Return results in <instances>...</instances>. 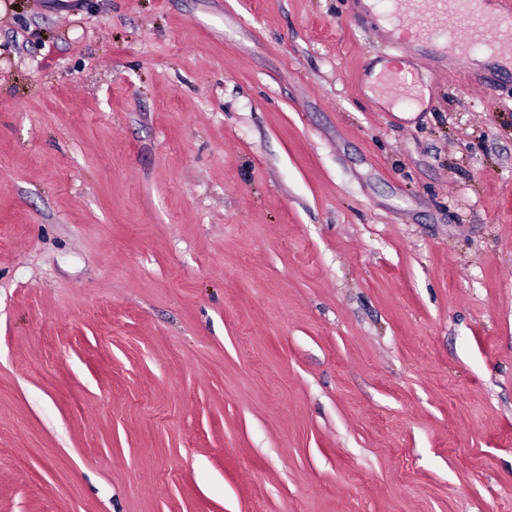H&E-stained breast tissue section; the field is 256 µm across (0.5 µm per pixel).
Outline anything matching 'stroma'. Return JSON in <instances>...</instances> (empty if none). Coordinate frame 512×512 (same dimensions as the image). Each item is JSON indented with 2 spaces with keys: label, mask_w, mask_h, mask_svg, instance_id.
<instances>
[{
  "label": "stroma",
  "mask_w": 512,
  "mask_h": 512,
  "mask_svg": "<svg viewBox=\"0 0 512 512\" xmlns=\"http://www.w3.org/2000/svg\"><path fill=\"white\" fill-rule=\"evenodd\" d=\"M358 3L0 0V512H512V70Z\"/></svg>",
  "instance_id": "stroma-1"
}]
</instances>
